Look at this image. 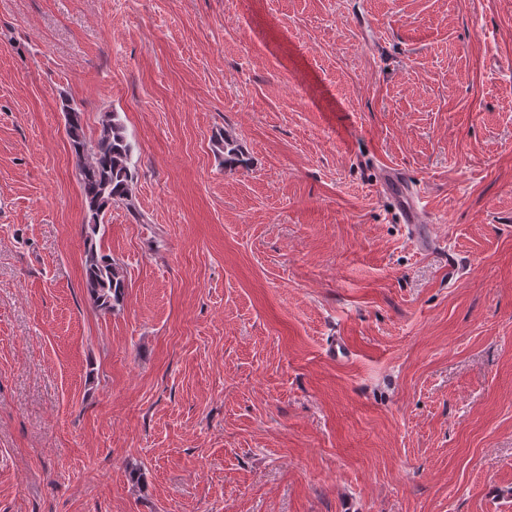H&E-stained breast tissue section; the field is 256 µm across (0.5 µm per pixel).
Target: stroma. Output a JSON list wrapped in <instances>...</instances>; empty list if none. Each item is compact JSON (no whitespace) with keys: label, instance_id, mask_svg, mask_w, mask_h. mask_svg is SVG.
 Returning <instances> with one entry per match:
<instances>
[{"label":"stroma","instance_id":"1","mask_svg":"<svg viewBox=\"0 0 512 512\" xmlns=\"http://www.w3.org/2000/svg\"><path fill=\"white\" fill-rule=\"evenodd\" d=\"M0 512H512V0H0ZM66 131L76 157V177L85 207L98 218L112 204L133 205V147L114 114L103 122L99 138L91 144L83 132L82 114L72 106L64 110ZM379 187L395 203L402 224H408L420 243L428 238L426 211L421 205L420 190L405 170L384 167L379 173ZM85 252L84 280L87 291L96 306L111 313L121 306L125 295V278L112 256L97 248L94 236L99 224L89 225Z\"/></svg>","mask_w":512,"mask_h":512}]
</instances>
